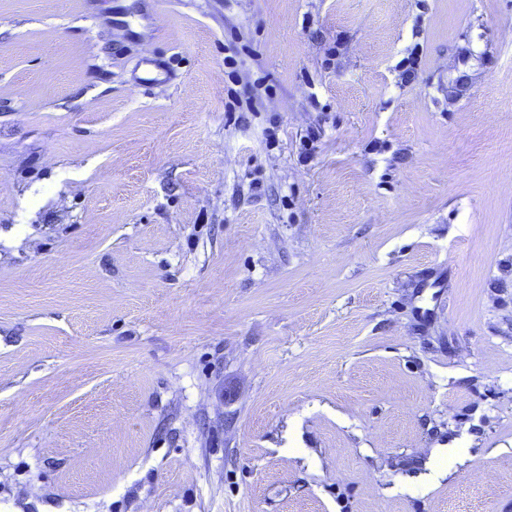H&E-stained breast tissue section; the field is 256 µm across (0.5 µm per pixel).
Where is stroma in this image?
Here are the masks:
<instances>
[{
  "instance_id": "stroma-1",
  "label": "stroma",
  "mask_w": 512,
  "mask_h": 512,
  "mask_svg": "<svg viewBox=\"0 0 512 512\" xmlns=\"http://www.w3.org/2000/svg\"><path fill=\"white\" fill-rule=\"evenodd\" d=\"M0 512H512V0H0Z\"/></svg>"
}]
</instances>
